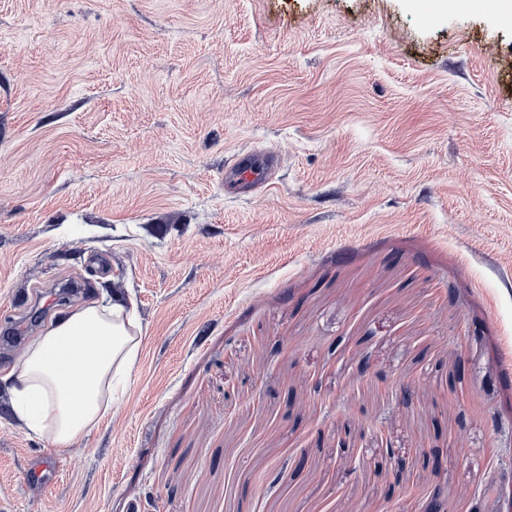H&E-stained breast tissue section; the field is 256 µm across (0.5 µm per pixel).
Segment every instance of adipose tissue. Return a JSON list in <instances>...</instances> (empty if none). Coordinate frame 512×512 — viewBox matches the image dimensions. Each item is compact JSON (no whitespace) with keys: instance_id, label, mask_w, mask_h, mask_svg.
<instances>
[{"instance_id":"adipose-tissue-1","label":"adipose tissue","mask_w":512,"mask_h":512,"mask_svg":"<svg viewBox=\"0 0 512 512\" xmlns=\"http://www.w3.org/2000/svg\"><path fill=\"white\" fill-rule=\"evenodd\" d=\"M142 339L120 299L63 311L0 377L13 416L53 447L70 448L110 416L114 388L129 380Z\"/></svg>"}]
</instances>
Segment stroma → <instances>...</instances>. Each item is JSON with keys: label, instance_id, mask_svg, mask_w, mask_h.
<instances>
[{"label": "stroma", "instance_id": "35a3bbf8", "mask_svg": "<svg viewBox=\"0 0 512 512\" xmlns=\"http://www.w3.org/2000/svg\"><path fill=\"white\" fill-rule=\"evenodd\" d=\"M421 2L0 0V371L144 334L69 450L0 397V512H512V17ZM235 181L240 185L254 187L265 183V167L252 154L241 152L237 154L232 167Z\"/></svg>", "mask_w": 512, "mask_h": 512}]
</instances>
